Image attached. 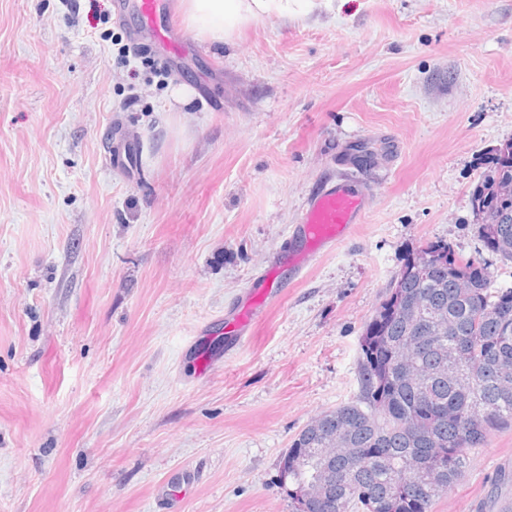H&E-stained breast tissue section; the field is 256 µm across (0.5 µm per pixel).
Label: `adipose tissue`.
<instances>
[{
	"mask_svg": "<svg viewBox=\"0 0 512 512\" xmlns=\"http://www.w3.org/2000/svg\"><path fill=\"white\" fill-rule=\"evenodd\" d=\"M334 0H183L184 23L199 37L224 45L232 43L243 28L275 17L303 20L315 11L331 7Z\"/></svg>",
	"mask_w": 512,
	"mask_h": 512,
	"instance_id": "adipose-tissue-1",
	"label": "adipose tissue"
}]
</instances>
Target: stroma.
<instances>
[{"label": "stroma", "mask_w": 512, "mask_h": 512, "mask_svg": "<svg viewBox=\"0 0 512 512\" xmlns=\"http://www.w3.org/2000/svg\"><path fill=\"white\" fill-rule=\"evenodd\" d=\"M112 2L0 0V512H167L182 481L181 512H295L282 457L359 397L403 265L443 241L512 288L472 208L512 139V0H345L171 69ZM118 127L138 171L108 161ZM341 179L364 222L293 276L288 231ZM468 457L433 512L512 500V428ZM264 289V285L260 286L257 290H249L246 293L245 304L235 312L228 314L230 320L227 322L228 325L232 326L229 331L231 336H238L241 340L245 336H251L252 324L256 318H259L266 311L265 301L272 298V290H267L264 294V300L261 302L253 301V299L260 294Z\"/></svg>", "instance_id": "obj_1"}]
</instances>
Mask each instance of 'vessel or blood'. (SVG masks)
Masks as SVG:
<instances>
[{"instance_id":"b4317fda","label":"vessel or blood","mask_w":512,"mask_h":512,"mask_svg":"<svg viewBox=\"0 0 512 512\" xmlns=\"http://www.w3.org/2000/svg\"><path fill=\"white\" fill-rule=\"evenodd\" d=\"M172 0H115L114 18L130 29L136 49L159 51L167 57H184L195 47L173 23ZM365 197L344 180L324 187L310 201L300 224L294 225L283 257L294 272H301L320 249L349 239L365 211ZM245 304L230 313L232 335H250L252 324L266 310L247 292Z\"/></svg>"}]
</instances>
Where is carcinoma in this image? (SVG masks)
Returning <instances> with one entry per match:
<instances>
[{
	"mask_svg": "<svg viewBox=\"0 0 512 512\" xmlns=\"http://www.w3.org/2000/svg\"><path fill=\"white\" fill-rule=\"evenodd\" d=\"M512 141L494 150L472 195L485 246L512 261ZM407 263L361 336L360 396L320 413L294 438L288 495L296 512H432L465 475L467 449L512 428V288L446 243ZM420 304L411 323L402 315ZM440 475L435 488L427 471ZM336 482L303 509L297 488Z\"/></svg>",
	"mask_w": 512,
	"mask_h": 512,
	"instance_id": "1",
	"label": "carcinoma"
}]
</instances>
